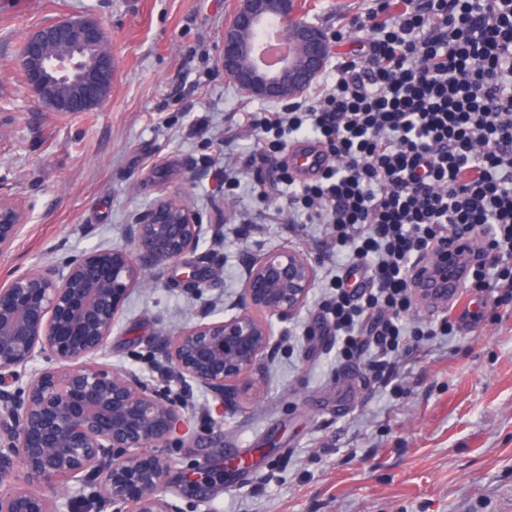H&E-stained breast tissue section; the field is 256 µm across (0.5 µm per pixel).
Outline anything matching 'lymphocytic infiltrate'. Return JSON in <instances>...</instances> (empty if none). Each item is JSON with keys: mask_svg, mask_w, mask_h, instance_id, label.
<instances>
[{"mask_svg": "<svg viewBox=\"0 0 512 512\" xmlns=\"http://www.w3.org/2000/svg\"><path fill=\"white\" fill-rule=\"evenodd\" d=\"M348 29L365 32L364 53L303 100L249 113L253 149L215 176L287 186L277 215L326 225L338 271L321 322L385 389L407 336L456 327L453 308L437 326L408 324L414 264L437 242L469 238V287L512 306V0H380ZM306 138L333 162L299 181L281 155Z\"/></svg>", "mask_w": 512, "mask_h": 512, "instance_id": "obj_1", "label": "lymphocytic infiltrate"}]
</instances>
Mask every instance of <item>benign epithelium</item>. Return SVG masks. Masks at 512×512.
Here are the masks:
<instances>
[{"mask_svg": "<svg viewBox=\"0 0 512 512\" xmlns=\"http://www.w3.org/2000/svg\"><path fill=\"white\" fill-rule=\"evenodd\" d=\"M295 0H239L224 28L220 66L246 93L280 99L298 96L324 70L327 35L304 23L288 52L270 64L257 39H243L270 18L289 21ZM64 41L66 55L28 65L38 43ZM22 69L44 100L55 75L77 78L80 61L95 58L112 75V56L100 23L80 18L49 24L24 44ZM107 82H82L59 112L101 105ZM25 211L0 200V254L24 228ZM210 225L170 193L154 199L125 235L134 249L114 246L80 252L60 264L34 266L0 286V371L20 377L37 358L46 367L24 385L0 389V512H62L63 493L75 490L96 512H180L168 497L171 462L166 442L182 432L183 405L197 388L219 403L244 392L272 350L271 318L293 319L306 305L314 262L295 249H273L249 263L239 311L203 317L165 339L164 355L177 372L180 392L159 388L94 356L107 345L131 292L153 273L176 267L196 252Z\"/></svg>", "mask_w": 512, "mask_h": 512, "instance_id": "7a95c632", "label": "benign epithelium"}]
</instances>
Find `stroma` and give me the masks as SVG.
I'll use <instances>...</instances> for the list:
<instances>
[{
  "instance_id": "1",
  "label": "stroma",
  "mask_w": 512,
  "mask_h": 512,
  "mask_svg": "<svg viewBox=\"0 0 512 512\" xmlns=\"http://www.w3.org/2000/svg\"><path fill=\"white\" fill-rule=\"evenodd\" d=\"M237 0H0V199L24 206L25 227L0 256V285L33 265L95 247L126 244L125 226L162 192L180 195L218 225L185 263L205 269L212 287L192 289L166 270L134 290L99 363L177 387L163 360L140 352L147 339L232 314L248 259L298 249L317 263L306 306L273 322L275 350L256 384L223 410L195 394L187 427L165 452L170 496L182 512H512V310L409 351L401 394L374 390L364 370L346 374L318 315L336 260L326 227L295 229L265 219L279 192L227 195L209 170L224 156V129L251 146L246 113L270 107L245 94L219 64L224 26ZM375 0H295V15L320 27L337 59L352 56L342 17ZM68 17L99 20L112 52V82L102 107L64 114L26 85L19 54L35 29ZM206 133H197L201 122ZM251 219L247 243L236 227ZM254 471L224 475L207 497L186 479L233 454Z\"/></svg>"
}]
</instances>
